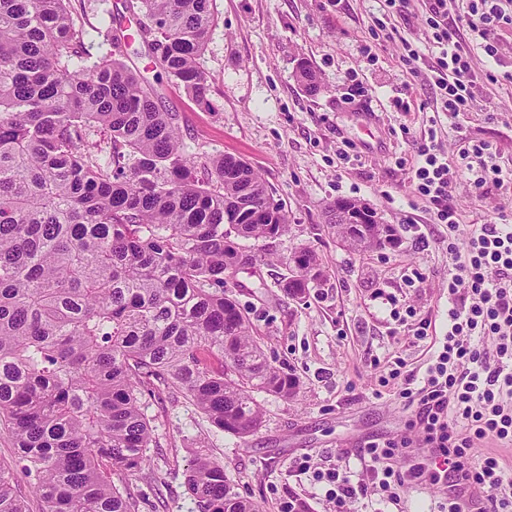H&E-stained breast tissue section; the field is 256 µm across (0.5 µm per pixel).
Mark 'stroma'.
<instances>
[{
  "label": "stroma",
  "instance_id": "1",
  "mask_svg": "<svg viewBox=\"0 0 512 512\" xmlns=\"http://www.w3.org/2000/svg\"><path fill=\"white\" fill-rule=\"evenodd\" d=\"M426 0L404 9L387 0H214L216 22L200 67L212 82L213 110L201 109L167 78L140 42L127 62L148 79H161L167 106L178 112L187 153L196 165L230 154L262 177L288 213V229L266 241L254 265L228 285L250 318L271 363L300 381L296 398L258 393L261 428L241 439L205 421L182 393L149 401L156 443L148 450L153 473L133 477L140 512H192L185 485L190 448H211L241 496L262 512H334L317 471L342 466L353 481H371L367 441L397 444L393 463L406 469L422 458L424 433L413 408L399 395L404 375L419 371L431 354L417 339L422 320L442 329L448 306V230L410 187L406 170L429 124L444 130L449 163L458 159V135L447 116H435L426 80L438 53L426 23ZM372 46L366 57L363 46ZM418 49L417 70L401 60ZM307 62L318 90L296 78ZM367 94L350 98L354 85ZM369 113L361 125L359 113ZM461 134L490 144L502 166L512 165V83L484 82L474 112L460 116ZM348 159H340V149ZM339 198L370 204L397 231L398 247L358 255L341 246L327 207ZM463 224L487 221L498 205H512V188L476 193L467 179L451 188ZM320 256L324 274L306 299L279 286L295 250ZM401 377H392V369ZM309 462L300 472V462ZM390 503L377 495L358 500L353 512H436L439 485H407Z\"/></svg>",
  "mask_w": 512,
  "mask_h": 512
}]
</instances>
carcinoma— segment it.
Returning <instances> with one entry per match:
<instances>
[{
    "mask_svg": "<svg viewBox=\"0 0 512 512\" xmlns=\"http://www.w3.org/2000/svg\"><path fill=\"white\" fill-rule=\"evenodd\" d=\"M72 0H0V426L42 512H138L112 477L145 470L154 442L145 400L180 391L213 428L241 439L261 426L254 397L297 396L272 366L226 278L251 263L242 240L288 228L284 206L241 158L200 178L178 114L128 66L139 40L187 94L211 108L200 69L213 0H124V35L85 28ZM96 32L113 50L85 63ZM357 252L397 243L394 228L347 224ZM289 261L321 273L309 248ZM308 283L283 277L290 296ZM0 464V512H28ZM185 484L197 512H260L204 446Z\"/></svg>",
    "mask_w": 512,
    "mask_h": 512,
    "instance_id": "1",
    "label": "carcinoma"
}]
</instances>
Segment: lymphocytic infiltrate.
Instances as JSON below:
<instances>
[{
  "mask_svg": "<svg viewBox=\"0 0 512 512\" xmlns=\"http://www.w3.org/2000/svg\"><path fill=\"white\" fill-rule=\"evenodd\" d=\"M428 24L439 54L432 66L436 109L470 112L477 104L482 81L504 77L476 74L470 59L471 37L487 38L498 24L512 25L503 0H473L464 23L449 20L447 0H429ZM461 162L450 166L435 138L422 140L408 181L416 195L433 207L436 223L447 225L448 329L437 354L416 388L402 396L416 405L425 439L436 450L428 462L395 470L393 442H368L363 454L372 464L373 479L383 498L392 500L406 481L429 479L447 495L439 512H467L465 502L451 495L457 482L480 486L487 495L484 512H512V470L498 448L512 446V209L500 208L483 224L460 226L449 201L453 180L466 177L476 190L512 181L482 141L462 140ZM466 245L457 248V235ZM496 342V363H488L482 340ZM493 444V452L473 459L472 448Z\"/></svg>",
  "mask_w": 512,
  "mask_h": 512,
  "instance_id": "lymphocytic-infiltrate-1",
  "label": "lymphocytic infiltrate"
}]
</instances>
